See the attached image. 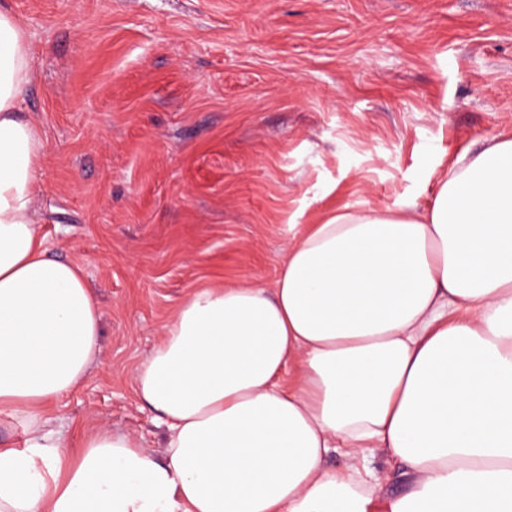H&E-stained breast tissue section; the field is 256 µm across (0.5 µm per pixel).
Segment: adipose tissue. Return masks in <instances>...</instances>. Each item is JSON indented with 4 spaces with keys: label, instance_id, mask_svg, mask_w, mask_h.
<instances>
[{
    "label": "adipose tissue",
    "instance_id": "adipose-tissue-1",
    "mask_svg": "<svg viewBox=\"0 0 512 512\" xmlns=\"http://www.w3.org/2000/svg\"><path fill=\"white\" fill-rule=\"evenodd\" d=\"M27 33L0 0V512H512V134L425 212L340 206L272 286L190 292L134 374L167 431L76 451L49 406L96 365L100 305L33 221L46 141ZM345 449L336 472L325 457ZM409 491L375 496L374 451Z\"/></svg>",
    "mask_w": 512,
    "mask_h": 512
}]
</instances>
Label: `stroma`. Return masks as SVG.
<instances>
[{"instance_id": "obj_1", "label": "stroma", "mask_w": 512, "mask_h": 512, "mask_svg": "<svg viewBox=\"0 0 512 512\" xmlns=\"http://www.w3.org/2000/svg\"><path fill=\"white\" fill-rule=\"evenodd\" d=\"M46 138L33 217L102 312L56 404L165 457L138 364L193 289L271 285L330 208L424 209L465 150L512 133V0H9Z\"/></svg>"}]
</instances>
